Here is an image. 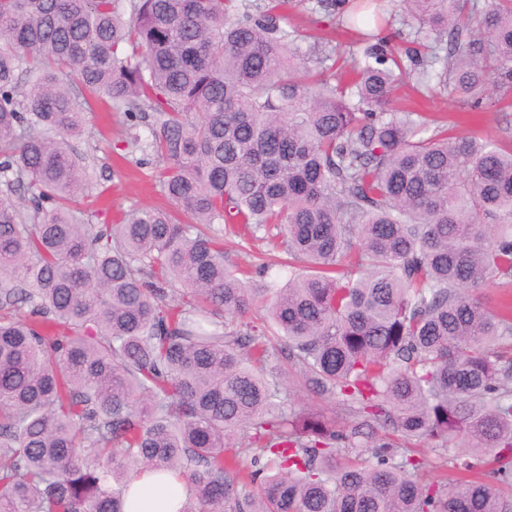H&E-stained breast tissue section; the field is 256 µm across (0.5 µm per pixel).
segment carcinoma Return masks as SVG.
I'll use <instances>...</instances> for the list:
<instances>
[{"label":"carcinoma","mask_w":512,"mask_h":512,"mask_svg":"<svg viewBox=\"0 0 512 512\" xmlns=\"http://www.w3.org/2000/svg\"><path fill=\"white\" fill-rule=\"evenodd\" d=\"M402 2L422 79L512 88V0ZM278 3L0 0V512H124L146 469L190 488L178 512H512V297L481 300L512 287V145L397 109L372 33L332 83ZM99 102L168 207L71 208ZM226 235L302 264L261 334ZM420 441L469 478H422Z\"/></svg>","instance_id":"cac0c4a2"}]
</instances>
